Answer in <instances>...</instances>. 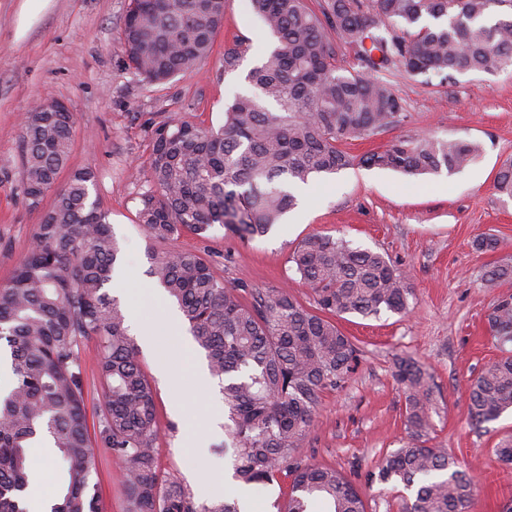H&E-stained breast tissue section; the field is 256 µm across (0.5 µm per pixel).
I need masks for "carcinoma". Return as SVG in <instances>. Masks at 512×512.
<instances>
[{
	"label": "carcinoma",
	"mask_w": 512,
	"mask_h": 512,
	"mask_svg": "<svg viewBox=\"0 0 512 512\" xmlns=\"http://www.w3.org/2000/svg\"><path fill=\"white\" fill-rule=\"evenodd\" d=\"M276 39L236 97L224 124L194 126L173 119L153 131L138 222L146 237L171 242L204 238L220 224L242 240L266 235L297 207L290 186L336 174L353 164L345 139L397 124L399 98L374 77L392 64L411 75L446 80L455 74L512 69V0H251ZM226 0H130L123 41L129 66L152 82L196 68L221 27ZM353 51L361 71L344 74L336 47ZM246 48L224 50V70ZM75 117L28 112L21 123L24 193L34 207L53 194L31 248L0 288V342L11 387L0 394V512H26L36 478L28 449L49 440L62 461L59 496L49 512H98L93 440L79 363L80 344L99 349L104 401L98 443L119 464L130 512H240V497L198 502L159 467L155 393L121 306L106 285L120 260L108 215L89 200L94 173L78 169L57 186L69 161ZM478 147L463 140L396 138L360 163L406 176L449 173L469 165ZM512 197V162L494 179ZM148 273L177 304L183 325L221 384L224 445L241 487L290 479L278 512H366L355 483L332 467L300 457L324 390L343 386L358 349L336 325L344 314L408 311L403 272L383 254L315 234L293 251L295 273L311 288L310 308L288 289L255 288L244 300L212 264L189 250L149 254ZM512 265L485 274L493 286ZM491 331L512 344V296L496 300ZM405 394L406 437L370 482L416 487L404 512H472L473 477L443 448L430 445L432 377L407 358L396 361ZM512 409V354L488 365L469 387L468 416L480 428Z\"/></svg>",
	"instance_id": "obj_1"
}]
</instances>
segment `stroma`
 <instances>
[{"mask_svg":"<svg viewBox=\"0 0 512 512\" xmlns=\"http://www.w3.org/2000/svg\"><path fill=\"white\" fill-rule=\"evenodd\" d=\"M128 7L129 0H45L34 13L26 0H0V286L27 254L41 216L24 194L20 118L52 98L77 117L67 169L58 181L66 183L75 169L94 171L90 197L107 213L122 255L113 274L126 286L120 304L128 323L158 328L155 345L140 346L139 363L156 392L158 462L186 485L193 474L218 478L231 474L232 467L214 452L223 428L208 427L210 406L221 398L218 384L198 382L193 375L194 363L204 355L186 330L173 332L161 324L169 300L154 293L147 269L149 253L162 246L149 241L137 222L148 188L140 171L160 122L222 125L225 107L251 93L246 76L274 39L250 0H227L210 55L196 69L155 84L128 65L122 41ZM238 39L247 51L237 70L225 71L224 47ZM379 78L401 99L400 122L343 141L353 165L312 185L281 224L248 241L217 225L208 238L186 234L172 246L205 256L239 295L284 286L307 306L314 296L290 260L304 238L330 234L384 254L408 277L410 309L337 319L359 349L358 365L342 387L322 393L303 458L353 480L367 512H401L404 489L366 482L365 475L405 436V396L394 363L409 357L436 385L429 410L434 445L475 477L473 512H504L512 506V466L502 464L494 450L512 440V409L477 430L467 406L472 379L508 352L492 335L487 314L498 297L512 295V279L491 287L484 275L492 266L512 263V198L493 186L502 163L512 160V70L443 81L394 66ZM424 135L467 140L480 151L451 174L407 177L360 163L396 138ZM482 233L497 238V249L475 248ZM161 351L177 372L169 383L158 373ZM176 401L182 405L177 415L171 411ZM95 457L101 512H128L111 455L100 448Z\"/></svg>","mask_w":512,"mask_h":512,"instance_id":"1","label":"stroma"}]
</instances>
